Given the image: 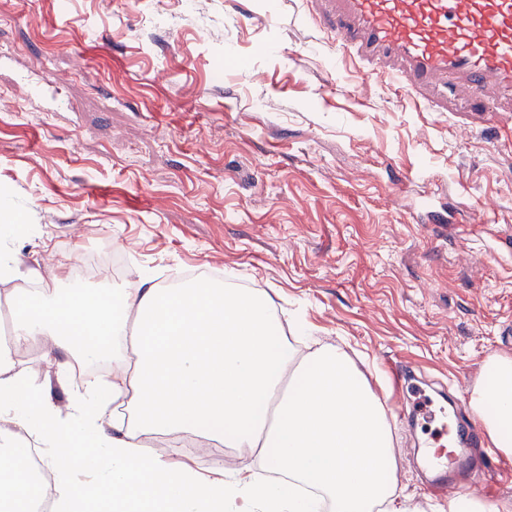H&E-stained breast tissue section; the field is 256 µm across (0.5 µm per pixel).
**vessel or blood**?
<instances>
[{"label": "vessel or blood", "instance_id": "vessel-or-blood-1", "mask_svg": "<svg viewBox=\"0 0 512 512\" xmlns=\"http://www.w3.org/2000/svg\"><path fill=\"white\" fill-rule=\"evenodd\" d=\"M304 15L329 30L334 43L371 71L419 93L460 80L466 101L492 83L512 95V0H305ZM409 410L423 422L426 481L442 493L458 488L460 476L479 481L484 467L473 423L461 408H445L416 393Z\"/></svg>", "mask_w": 512, "mask_h": 512}]
</instances>
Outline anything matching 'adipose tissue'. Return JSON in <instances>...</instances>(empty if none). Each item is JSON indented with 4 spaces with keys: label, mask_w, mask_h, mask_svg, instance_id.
I'll use <instances>...</instances> for the list:
<instances>
[{
    "label": "adipose tissue",
    "mask_w": 512,
    "mask_h": 512,
    "mask_svg": "<svg viewBox=\"0 0 512 512\" xmlns=\"http://www.w3.org/2000/svg\"><path fill=\"white\" fill-rule=\"evenodd\" d=\"M10 344L0 346V512L48 499L52 512H407L392 478L393 436L365 374L303 317L283 325L256 288L194 280L177 287L141 273L134 289L91 295L60 287L0 297ZM35 348L58 377L108 371L71 390L65 410L19 367ZM468 408L490 447L512 458V356L487 355ZM27 430L48 483L17 471ZM193 432L244 448L285 472L247 463L201 471L169 434Z\"/></svg>",
    "instance_id": "ef3b65f1"
}]
</instances>
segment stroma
<instances>
[{
    "label": "stroma",
    "mask_w": 512,
    "mask_h": 512,
    "mask_svg": "<svg viewBox=\"0 0 512 512\" xmlns=\"http://www.w3.org/2000/svg\"><path fill=\"white\" fill-rule=\"evenodd\" d=\"M302 0H0V201L21 270L66 288L120 253L160 285L210 269L345 343L379 399L387 363L466 403L512 355V100L430 112L301 22ZM57 87L26 97L20 79ZM395 482L446 512L393 426Z\"/></svg>",
    "instance_id": "35a3bbf8"
}]
</instances>
